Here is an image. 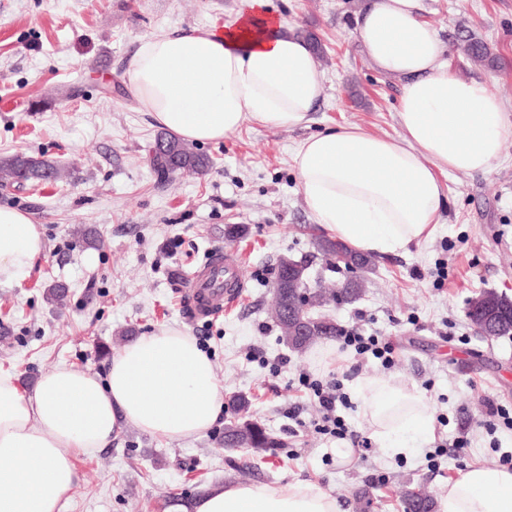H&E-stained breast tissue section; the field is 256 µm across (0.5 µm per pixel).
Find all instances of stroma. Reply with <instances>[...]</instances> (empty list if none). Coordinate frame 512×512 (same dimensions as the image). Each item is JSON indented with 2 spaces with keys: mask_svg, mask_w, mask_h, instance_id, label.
Segmentation results:
<instances>
[{
  "mask_svg": "<svg viewBox=\"0 0 512 512\" xmlns=\"http://www.w3.org/2000/svg\"><path fill=\"white\" fill-rule=\"evenodd\" d=\"M361 0H269L324 50V92L305 128L268 129L249 122L218 143H201L213 165L202 175L163 181L147 153L159 128L139 109L127 71L140 37L214 27L231 20L239 0H0V157L44 155L67 171L57 184L0 186V206L38 224L44 250L21 282L0 285V370L33 385L60 366L108 372L118 331L149 335L178 328L211 358L225 392L246 394L258 420L285 446L263 463L228 454L223 412L199 438L170 441L124 426L110 446L76 458L78 487L62 512H174L180 497L239 483L236 469L255 466L256 481L317 484L342 512H403V485L438 492L469 465L495 466L512 452V426L483 424L487 402L512 413V337L486 340L466 315L475 293L512 296V135L488 172L443 173L446 206L433 236L407 251L378 255L364 296L330 305L339 327L381 336L393 364L358 358L329 338L304 354L279 339L270 310L277 260L306 259L327 283L345 271L327 265L314 242L323 229L308 212L293 155L310 135L358 126L384 137L400 132L399 81L372 69L358 43ZM449 76L485 82L512 113V0H426ZM499 58L490 69L471 61L465 37ZM229 224L243 238L224 236ZM93 228L99 241L79 239ZM214 249L246 257L247 288L216 318H193L183 297L190 275ZM60 281L65 308L44 298ZM341 377L352 406L343 415L363 441L350 463L337 461L336 439L317 433L315 407L301 372ZM399 376L426 398L436 422L415 435L408 454L389 457L353 396L358 377ZM446 424H438V417ZM462 437L459 453L435 457L438 444Z\"/></svg>",
  "mask_w": 512,
  "mask_h": 512,
  "instance_id": "1",
  "label": "stroma"
}]
</instances>
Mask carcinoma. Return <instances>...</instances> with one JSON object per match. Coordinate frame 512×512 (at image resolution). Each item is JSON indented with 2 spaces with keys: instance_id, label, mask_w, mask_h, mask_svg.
<instances>
[{
  "instance_id": "obj_1",
  "label": "carcinoma",
  "mask_w": 512,
  "mask_h": 512,
  "mask_svg": "<svg viewBox=\"0 0 512 512\" xmlns=\"http://www.w3.org/2000/svg\"><path fill=\"white\" fill-rule=\"evenodd\" d=\"M463 51L469 58L488 68L497 67L496 56L481 41H466ZM157 139L167 146L165 157L149 149L150 163L158 176L165 178L174 171L202 175L211 167V159L206 154L180 139L166 133L159 134ZM61 178V170L39 156L17 152L0 157V185L15 183L38 187L53 184ZM318 244L330 265H342L355 276L327 292L320 289V279L309 283L306 262L294 260L288 255L279 258L277 280L288 281V271L291 270L299 286L289 290L281 288L275 293L276 326L281 333V342L297 353L307 351L321 339L338 335L340 328L322 314V309L332 304H351L359 300L363 290L357 288L356 284L368 280L367 274L373 266L368 257L353 251L340 240L320 237ZM68 293L67 285L56 281L45 289L44 297L49 305L56 307L63 304ZM467 316L476 332L484 338H497L501 333L512 335V299L505 294L499 296L492 289L481 291L468 301ZM229 405L235 409V418L224 427V448L229 451L237 447L247 448L261 461L283 447L280 440L253 416L246 395L234 394ZM402 503L404 512H434L433 497L410 486L402 490Z\"/></svg>"
}]
</instances>
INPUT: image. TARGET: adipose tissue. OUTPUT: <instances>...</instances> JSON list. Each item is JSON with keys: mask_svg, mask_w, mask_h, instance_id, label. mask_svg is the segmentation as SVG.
Wrapping results in <instances>:
<instances>
[{"mask_svg": "<svg viewBox=\"0 0 512 512\" xmlns=\"http://www.w3.org/2000/svg\"><path fill=\"white\" fill-rule=\"evenodd\" d=\"M424 0H365L357 20L371 66L401 82L399 136L342 127L307 137L294 154L308 211L363 254L385 255L431 237L445 201L442 172H485L512 134L502 99L448 74ZM132 97L158 127L193 142L223 141L245 123L307 126L323 74L306 39L268 8L241 0L212 29L143 36L127 72ZM44 241L30 217L0 206V284L21 280ZM376 439L394 455L432 427L424 396L393 375L356 379ZM208 355L178 329L137 337L112 356L106 381L67 367L28 390L0 371V512H61L75 492L78 454L107 447L123 426L169 440L203 436L225 410ZM437 512H512V470L468 467L436 498ZM192 512H340L308 482L230 484Z\"/></svg>", "mask_w": 512, "mask_h": 512, "instance_id": "adipose-tissue-1", "label": "adipose tissue"}]
</instances>
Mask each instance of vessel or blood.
<instances>
[{
  "label": "vessel or blood",
  "instance_id": "b4317fda",
  "mask_svg": "<svg viewBox=\"0 0 512 512\" xmlns=\"http://www.w3.org/2000/svg\"><path fill=\"white\" fill-rule=\"evenodd\" d=\"M240 268L239 259L232 254L208 262L201 275L189 283L192 311L199 314L219 312L225 305L234 304L245 286Z\"/></svg>",
  "mask_w": 512,
  "mask_h": 512
}]
</instances>
